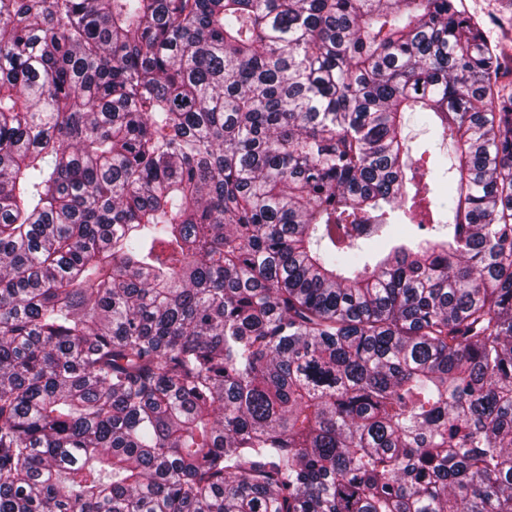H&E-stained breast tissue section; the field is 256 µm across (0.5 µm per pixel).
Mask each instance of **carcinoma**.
Wrapping results in <instances>:
<instances>
[{"label":"carcinoma","instance_id":"obj_1","mask_svg":"<svg viewBox=\"0 0 512 512\" xmlns=\"http://www.w3.org/2000/svg\"><path fill=\"white\" fill-rule=\"evenodd\" d=\"M492 23L0 0V512H512ZM405 135L411 141L413 152L419 155L424 150L428 149L431 155L437 154L439 149L436 142L432 137V132H426L422 121L418 118V114H414L405 128Z\"/></svg>","mask_w":512,"mask_h":512}]
</instances>
